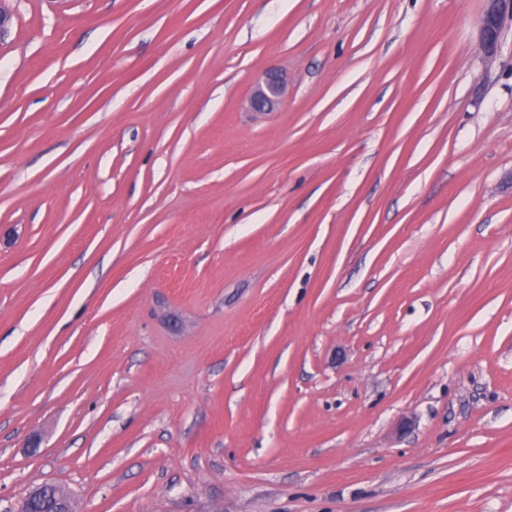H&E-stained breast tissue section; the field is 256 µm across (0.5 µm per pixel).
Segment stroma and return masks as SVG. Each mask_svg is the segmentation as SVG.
I'll use <instances>...</instances> for the list:
<instances>
[{
  "instance_id": "obj_1",
  "label": "stroma",
  "mask_w": 512,
  "mask_h": 512,
  "mask_svg": "<svg viewBox=\"0 0 512 512\" xmlns=\"http://www.w3.org/2000/svg\"><path fill=\"white\" fill-rule=\"evenodd\" d=\"M6 5L0 512H512L484 0ZM286 85L278 72L267 71L253 87L250 104L258 112H274L282 104Z\"/></svg>"
}]
</instances>
